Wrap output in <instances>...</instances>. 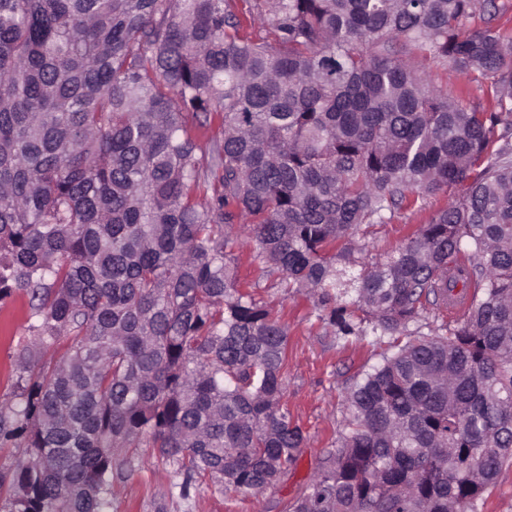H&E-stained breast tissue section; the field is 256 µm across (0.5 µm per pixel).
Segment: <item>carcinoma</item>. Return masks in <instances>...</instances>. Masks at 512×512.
Instances as JSON below:
<instances>
[{
    "mask_svg": "<svg viewBox=\"0 0 512 512\" xmlns=\"http://www.w3.org/2000/svg\"><path fill=\"white\" fill-rule=\"evenodd\" d=\"M507 9L0 0V302L27 295L32 319L0 405V447L23 449L0 512H110L143 448L184 496L262 492L296 464L288 324L241 279L235 225L337 333L389 337L289 512H480L512 463ZM418 58L487 81L488 103ZM453 186L385 262L355 259L361 226ZM430 312L441 332L408 330Z\"/></svg>",
    "mask_w": 512,
    "mask_h": 512,
    "instance_id": "cac0c4a2",
    "label": "carcinoma"
}]
</instances>
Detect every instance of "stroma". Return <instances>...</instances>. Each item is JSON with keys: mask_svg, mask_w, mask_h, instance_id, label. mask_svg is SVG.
<instances>
[{"mask_svg": "<svg viewBox=\"0 0 512 512\" xmlns=\"http://www.w3.org/2000/svg\"><path fill=\"white\" fill-rule=\"evenodd\" d=\"M453 193L426 197L421 206L395 215L391 222L369 228V259L382 262L396 251L418 225L449 204ZM254 246L243 242L238 251L241 278L256 283L259 298L282 310L288 324L287 368L283 402L304 442L296 465L278 484L261 494L225 496L208 485L182 498L172 465L144 449L134 463V475L116 482L112 512H285L286 505L306 488L329 451L335 450L348 414V389L380 361L382 343L373 336H337L319 319L320 311L304 294L277 289L276 275L253 262ZM30 308L26 295L0 302V403L10 400L15 382V353L29 337Z\"/></svg>", "mask_w": 512, "mask_h": 512, "instance_id": "obj_1", "label": "stroma"}]
</instances>
